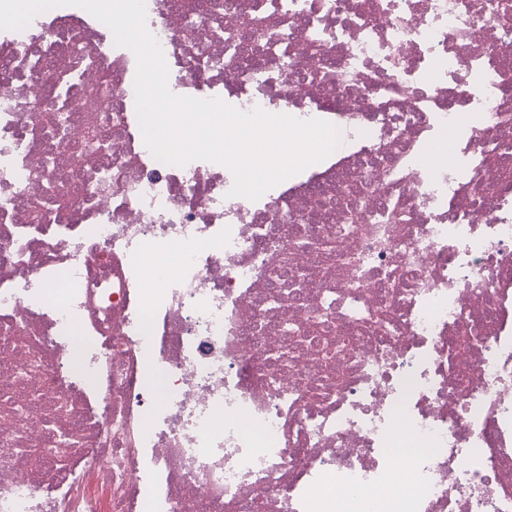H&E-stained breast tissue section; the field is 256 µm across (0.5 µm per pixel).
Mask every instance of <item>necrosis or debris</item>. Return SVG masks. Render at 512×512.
Wrapping results in <instances>:
<instances>
[{
  "label": "necrosis or debris",
  "instance_id": "necrosis-or-debris-1",
  "mask_svg": "<svg viewBox=\"0 0 512 512\" xmlns=\"http://www.w3.org/2000/svg\"><path fill=\"white\" fill-rule=\"evenodd\" d=\"M487 2L146 0L172 92L340 130L256 201L152 156L87 11L0 30V512H512Z\"/></svg>",
  "mask_w": 512,
  "mask_h": 512
}]
</instances>
